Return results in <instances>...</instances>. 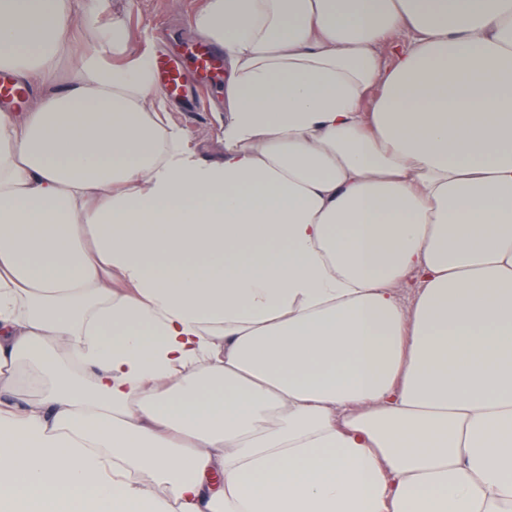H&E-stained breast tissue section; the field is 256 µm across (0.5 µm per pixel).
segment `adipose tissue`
<instances>
[{
	"label": "adipose tissue",
	"instance_id": "obj_1",
	"mask_svg": "<svg viewBox=\"0 0 512 512\" xmlns=\"http://www.w3.org/2000/svg\"><path fill=\"white\" fill-rule=\"evenodd\" d=\"M73 12L0 0V512H512V0H204L209 159ZM28 92L27 103L22 109L8 107L13 112H27L35 98V91L31 87H26ZM26 89L18 84L10 75L0 73V104L2 106H13L21 104L27 97ZM0 107L2 109L3 107Z\"/></svg>",
	"mask_w": 512,
	"mask_h": 512
}]
</instances>
